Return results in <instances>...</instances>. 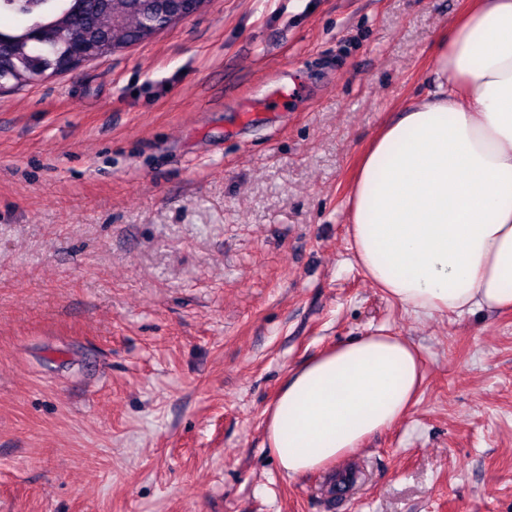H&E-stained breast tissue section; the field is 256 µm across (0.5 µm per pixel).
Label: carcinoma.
Listing matches in <instances>:
<instances>
[{
  "label": "carcinoma",
  "mask_w": 512,
  "mask_h": 512,
  "mask_svg": "<svg viewBox=\"0 0 512 512\" xmlns=\"http://www.w3.org/2000/svg\"><path fill=\"white\" fill-rule=\"evenodd\" d=\"M0 0L1 14H21L26 24L11 30L0 28V79L22 87L56 63V55L36 51L32 37L38 32L59 36L56 50L65 49L66 39H83L87 46L108 42L113 51L139 43L149 29L153 15L135 8L130 0Z\"/></svg>",
  "instance_id": "carcinoma-1"
}]
</instances>
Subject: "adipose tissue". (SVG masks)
<instances>
[{"label":"adipose tissue","instance_id":"1","mask_svg":"<svg viewBox=\"0 0 512 512\" xmlns=\"http://www.w3.org/2000/svg\"><path fill=\"white\" fill-rule=\"evenodd\" d=\"M436 84L385 124L348 197L365 276L414 314L512 309V0H470L435 53ZM416 347L386 330L293 370L266 417L288 477L327 469L413 407Z\"/></svg>","mask_w":512,"mask_h":512}]
</instances>
